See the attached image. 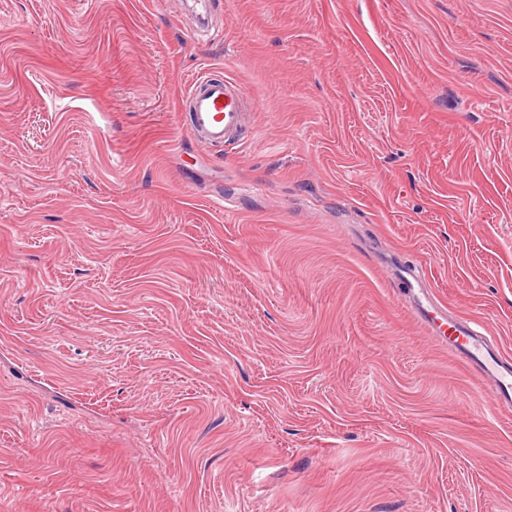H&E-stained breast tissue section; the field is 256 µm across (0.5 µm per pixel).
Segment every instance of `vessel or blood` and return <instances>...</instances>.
I'll use <instances>...</instances> for the list:
<instances>
[{
  "mask_svg": "<svg viewBox=\"0 0 512 512\" xmlns=\"http://www.w3.org/2000/svg\"><path fill=\"white\" fill-rule=\"evenodd\" d=\"M190 131L206 146L235 147L243 143L249 126L248 109L240 85L232 78L199 73L186 97ZM411 296V309L449 350L489 382L498 407L512 410V360L506 358L493 336L475 320L449 317L448 309L423 286L420 273L402 265L397 269Z\"/></svg>",
  "mask_w": 512,
  "mask_h": 512,
  "instance_id": "b4317fda",
  "label": "vessel or blood"
}]
</instances>
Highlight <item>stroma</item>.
I'll list each match as a JSON object with an SVG mask.
<instances>
[{
    "label": "stroma",
    "instance_id": "35a3bbf8",
    "mask_svg": "<svg viewBox=\"0 0 512 512\" xmlns=\"http://www.w3.org/2000/svg\"><path fill=\"white\" fill-rule=\"evenodd\" d=\"M191 5L0 0V512H512V0ZM190 131L206 146L235 147L243 143L251 125L241 86L228 76L217 77L211 70L199 73L186 97ZM396 271L409 288L416 317L447 343L457 358L490 383L499 408L512 410V362L503 355L496 339L478 321L448 317L447 307L423 288V279L415 268L400 265Z\"/></svg>",
    "mask_w": 512,
    "mask_h": 512
}]
</instances>
